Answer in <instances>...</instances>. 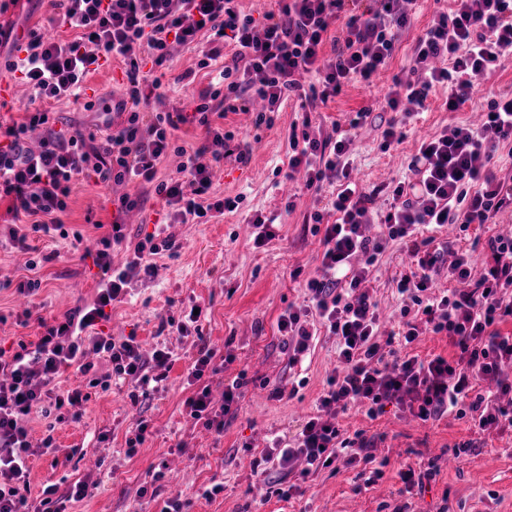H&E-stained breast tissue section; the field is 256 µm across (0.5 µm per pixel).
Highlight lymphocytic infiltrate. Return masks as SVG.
<instances>
[{"label":"lymphocytic infiltrate","instance_id":"1","mask_svg":"<svg viewBox=\"0 0 512 512\" xmlns=\"http://www.w3.org/2000/svg\"><path fill=\"white\" fill-rule=\"evenodd\" d=\"M55 0L63 24L73 39L45 41L30 36L20 71L30 84L38 106L24 122L0 133V199L11 201L14 215L28 218V227L7 225V242L29 250V233L62 230L60 219L78 181L91 179L107 185L141 180L153 185L163 202L161 221L187 224L206 217L208 211L234 210L231 199L207 203L216 164L231 156L233 137L212 124L209 103L196 106L198 123L205 130L203 142L192 148L172 146L176 124L167 112L145 117L139 106L154 95L161 83L141 75L134 54L147 46L155 65L168 56V43L195 41L209 35L215 48L205 52L202 66L218 60V44L232 48L219 77L230 94L224 109L248 111L253 100L262 108L255 125H273L282 104L292 94L304 92L306 101H327L351 81L370 82L392 59L396 44L411 24L403 0H381L373 8L366 0H276L274 11L263 20L242 13L236 0ZM344 20V39L331 37L336 20ZM96 45L87 52L85 43ZM332 57H324V46ZM512 54V0H451L449 9L434 15L413 48L415 82H394L385 96L391 117L382 131L383 148L404 138L408 105L424 106L436 86L448 89L446 105L457 111L473 96L477 82L491 76L506 55ZM122 59L129 86L114 110L121 121L112 130H101L99 143L88 146L81 129L59 133L49 129L45 102L80 97L87 76L103 62ZM220 60V59H219ZM314 74L316 82L302 90L298 72ZM369 110L356 112L346 131L337 137L311 134L310 118L301 130H290V174L301 175L306 188L319 189L325 170L336 173V194L331 209L333 223L321 211L308 217L313 233L321 234L324 250L319 267L306 280L301 306H288L278 317L290 363L307 354L318 336L334 338L336 367L317 399L318 413L310 417L299 435L277 452L254 460L256 475L304 460L306 474H318L330 463L373 465L374 478L382 469L374 465V440L365 432L345 435L340 426L325 420L332 408L347 409L357 403L368 416L387 405L416 403L417 417L436 421L447 414L486 430L512 427V336L503 324L512 321V234L489 236L482 252V272L473 276L469 251L457 250L444 260L434 246V235L450 226L459 231H484L496 214L512 206V179L498 176L489 164L500 144L512 140V96L491 100L479 123L463 124L422 142L409 164L411 179L370 190L353 180L352 130L361 127ZM48 132L39 151L26 146L30 129ZM180 157L175 176L159 179L160 165L169 154ZM387 196L386 210H376L379 196ZM381 225L371 237L365 225ZM120 224L102 235L94 264L101 283L92 305L67 314L43 332L32 354L0 349V512H66L69 501L90 494L87 483L66 492L56 486L43 489L39 500H30L25 419L36 409L66 411L80 419L95 387L109 388L111 378L131 381L132 401L148 398L151 384L167 380L172 356L164 349L144 357L136 337L121 340L97 332L105 309L126 295L129 280L152 274L151 257L171 250L173 236L157 239L149 234L126 244ZM126 244L130 254L125 266H112L113 246ZM406 250L409 262L395 279L402 298L400 327L379 332L378 304L370 296L372 272L391 244ZM447 287H438L440 276ZM433 333L447 336L451 356L420 357L412 346ZM105 355L112 365L111 378L93 376L88 353ZM39 370H31L30 361ZM87 376L86 389L60 395L56 381L68 368ZM240 385L224 389V403L213 408L208 389L185 401L187 416L215 432H223L224 417L239 398Z\"/></svg>","mask_w":512,"mask_h":512}]
</instances>
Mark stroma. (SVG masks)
I'll return each mask as SVG.
<instances>
[{
    "label": "stroma",
    "mask_w": 512,
    "mask_h": 512,
    "mask_svg": "<svg viewBox=\"0 0 512 512\" xmlns=\"http://www.w3.org/2000/svg\"><path fill=\"white\" fill-rule=\"evenodd\" d=\"M441 0H413L408 10L412 23L400 37L388 65L371 83L345 84L335 97L316 103L314 126L323 134L348 130L359 110H369L366 123L354 130L353 175L364 188L386 186L408 176V165L424 139L444 129L474 122L486 111L489 100L512 94V59L502 69L482 79L471 100L458 111L445 107L448 91L439 86L431 93L405 129L403 141L382 150V130L389 115L383 96L394 78L412 77V50L424 34ZM55 13L50 0H0V27L65 38L66 26H49ZM206 40L190 44L171 43L169 61L156 68L146 47L135 55L142 71L161 81L162 100H149L147 112H168L177 127L179 145H197L203 127L193 118L202 92L218 82L211 69L201 67ZM13 41H0V78L15 89L0 105V122L21 120L30 106L29 90L20 72L9 71L21 59ZM127 83L126 65L118 59L91 73L79 99L51 103L55 128L96 130L107 116L106 102L121 96ZM213 111L224 112L225 131L245 144L247 162L230 156L215 168L212 191L217 198H238L235 211L199 219L175 228L179 249L156 258L151 277L137 278L128 286L123 301L114 303L97 329L114 339L137 337L144 356L157 348L173 355V365L163 388L152 392L149 408L134 405L129 383L113 381L111 390L94 388L80 420L51 425L49 419L31 413L27 422L29 483L32 495L50 485L59 490L79 481L94 484L91 496L71 504V512H161L168 497L178 494L189 501V512H395L408 506L410 512H438L449 505L451 512H512V430L480 431L470 423L448 415L421 422L409 412L387 407L377 417H368L361 406L335 412L346 434L364 431L376 439L375 454L386 465L380 479H372V465L361 462L340 466L338 472L322 471L303 482V494L283 499L273 495L270 484L298 482L297 474L272 471L269 477L254 474L252 461L271 450L275 441H289L300 432L313 413L317 397L336 366V344L321 336L297 364H289L277 331L278 316L291 304H301L304 288L292 279L293 269L314 272L323 246L312 235L305 217L328 205L336 190L335 172H326L321 192L308 190L302 178L286 179L288 130L301 111V101L291 97L273 126L255 127L250 112H225L223 98L211 100ZM125 194L142 198L140 207L116 213L114 198ZM162 203L153 187L124 181L110 187L91 180L80 182L63 217L69 235L81 232L83 241L72 246L59 234H31L30 251L0 247V348L16 351L19 342L37 341L40 321H53L75 308L92 303L100 280L93 262L100 225L120 220L129 239L154 232L156 213ZM274 218L276 237L265 247L254 248L257 215ZM52 255V262L29 270L32 253ZM404 254L392 245L375 268L372 296L381 312V330L397 327L400 299L394 279ZM41 279L37 296L23 298L14 286L29 277ZM203 311L200 333L179 334L165 329L166 317H181L191 308ZM32 310L25 320L24 310ZM207 343L218 353L234 359L217 373L205 375L213 406L224 403V388L242 379L243 396L224 417V432L216 435L194 424L184 403L194 389L186 381V368ZM283 398L272 395L274 388ZM151 423L143 445L129 451L126 439L139 417ZM53 434L58 449L47 452L46 434ZM434 466L436 474L425 496H409L398 475L401 468ZM224 489L212 498L202 493L213 484ZM154 491L146 501L141 490Z\"/></svg>",
    "instance_id": "obj_1"
}]
</instances>
